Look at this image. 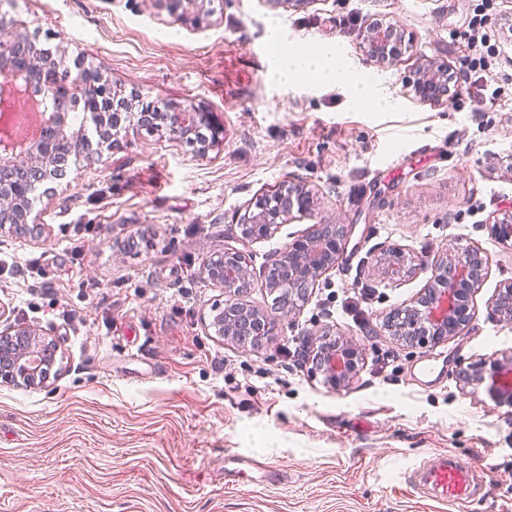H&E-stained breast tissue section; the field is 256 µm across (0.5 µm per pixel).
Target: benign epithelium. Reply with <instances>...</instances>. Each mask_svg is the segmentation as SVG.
Masks as SVG:
<instances>
[{
    "mask_svg": "<svg viewBox=\"0 0 512 512\" xmlns=\"http://www.w3.org/2000/svg\"><path fill=\"white\" fill-rule=\"evenodd\" d=\"M398 32L397 25L369 31L366 39L367 54L377 60L385 57L387 47ZM46 86L58 90L61 97H71V89L83 88L80 77L60 84L52 68L40 71ZM18 94L6 88L0 89V176L13 170L15 161L22 158L25 166L37 169L47 165L53 157L64 150L73 149L75 136L66 126L65 117H60L56 138L41 142L36 137L28 142L16 138L11 114L17 110ZM213 124L206 112L182 109L169 112L165 127L174 137L188 136L198 125ZM26 196L25 188L18 184L14 189L0 191V216H12L21 209V201ZM314 205L313 197L306 191L298 195L281 197L277 202L264 200L258 205V212L245 225L243 235L247 238H263L274 231L278 220L293 210L307 212ZM347 236L346 225L323 222L313 225L309 234L288 245L269 264L266 283L270 287L288 286L286 302L281 310L288 313L296 309L297 301L303 299L310 285L329 271L335 264ZM480 253L471 248L461 249L460 253L446 262H439L431 269L430 287L418 305L396 312L406 319L402 329L396 332L406 343L424 348L455 337L465 330L474 316L473 293L479 287L488 269V259L481 258L479 267H474L472 258ZM384 274L397 278L405 272L404 254L399 249H391L383 258ZM203 273L214 283L224 287L236 297L250 285V271L245 256L238 250H224V263L205 265ZM493 307L503 320L512 324V284L501 289L492 301ZM224 312L216 314L211 322L215 333L231 338L247 347L246 337L251 335L268 336L276 326L275 318L239 302L229 301ZM316 369L325 381L336 389L348 386L359 371L362 360L360 350L347 340H336L317 347ZM56 359L55 344L45 340L37 331L26 325L12 326L0 334V377L17 386H31L45 381V366L53 365ZM489 382V391L496 400L512 406V363L496 362L490 372H485V362L479 361L471 367L468 384Z\"/></svg>",
    "mask_w": 512,
    "mask_h": 512,
    "instance_id": "benign-epithelium-1",
    "label": "benign epithelium"
}]
</instances>
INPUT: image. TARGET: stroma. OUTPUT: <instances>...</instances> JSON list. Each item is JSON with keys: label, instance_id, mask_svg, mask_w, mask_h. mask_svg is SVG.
Returning <instances> with one entry per match:
<instances>
[{"label": "stroma", "instance_id": "35a3bbf8", "mask_svg": "<svg viewBox=\"0 0 512 512\" xmlns=\"http://www.w3.org/2000/svg\"><path fill=\"white\" fill-rule=\"evenodd\" d=\"M11 16L67 65L213 113L224 136L202 155L124 123L102 156L50 182L25 230L0 227V259L32 266L0 269V331L30 325L58 346L45 386L0 382V512H455L406 476L431 453L470 458V512H512V406L461 382L472 362L512 358V326L491 305L512 282V242L492 231L512 215V0H13ZM476 19L501 35L483 77L504 94L482 112L474 85L456 108L425 103L416 83L473 56ZM375 20L399 25L406 51L371 59ZM274 28L298 50L339 46L398 109L310 79L281 85ZM280 186L311 192L312 210L245 238L256 202ZM326 219L351 231L293 318L253 349L215 335L230 295L206 261L242 251L251 285L239 302L277 316L265 268ZM134 234L151 246L128 252ZM466 245L490 260L469 327L426 348L395 340L386 317ZM393 248L411 274H382ZM322 330L363 352L347 388L301 359ZM229 452L284 477L225 483Z\"/></svg>", "mask_w": 512, "mask_h": 512}]
</instances>
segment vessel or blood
<instances>
[{
  "mask_svg": "<svg viewBox=\"0 0 512 512\" xmlns=\"http://www.w3.org/2000/svg\"><path fill=\"white\" fill-rule=\"evenodd\" d=\"M412 483L440 502L466 505L473 489L472 464L464 457L433 453L414 462L408 471Z\"/></svg>",
  "mask_w": 512,
  "mask_h": 512,
  "instance_id": "1",
  "label": "vessel or blood"
}]
</instances>
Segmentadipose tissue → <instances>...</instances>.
<instances>
[{
  "label": "adipose tissue",
  "instance_id": "ef3b65f1",
  "mask_svg": "<svg viewBox=\"0 0 512 512\" xmlns=\"http://www.w3.org/2000/svg\"><path fill=\"white\" fill-rule=\"evenodd\" d=\"M269 41L274 48V71L281 83L315 76L327 83L346 86L354 92L357 101L371 104L375 110L394 109L395 103L391 98L374 94L373 82L369 77L350 72L341 65L337 46L297 51L289 46L287 34L278 29L271 31Z\"/></svg>",
  "mask_w": 512,
  "mask_h": 512
}]
</instances>
